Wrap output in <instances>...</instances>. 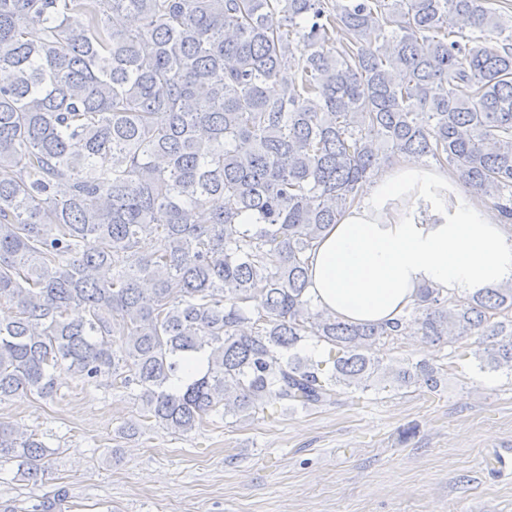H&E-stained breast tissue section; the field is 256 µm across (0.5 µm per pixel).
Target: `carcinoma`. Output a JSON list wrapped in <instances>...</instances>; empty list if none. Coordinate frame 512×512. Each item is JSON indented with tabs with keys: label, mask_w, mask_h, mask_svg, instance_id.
Masks as SVG:
<instances>
[{
	"label": "carcinoma",
	"mask_w": 512,
	"mask_h": 512,
	"mask_svg": "<svg viewBox=\"0 0 512 512\" xmlns=\"http://www.w3.org/2000/svg\"><path fill=\"white\" fill-rule=\"evenodd\" d=\"M488 3L0 0V402L106 377L140 407L119 433L183 435L385 379L436 390L442 365H382L403 336H476L478 368L512 374V282L426 286L380 324L307 294L315 243L395 156L512 223V25ZM311 340L328 360L299 354ZM51 454L0 421L23 478Z\"/></svg>",
	"instance_id": "1"
}]
</instances>
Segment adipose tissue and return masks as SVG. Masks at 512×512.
Here are the masks:
<instances>
[{
    "label": "adipose tissue",
    "mask_w": 512,
    "mask_h": 512,
    "mask_svg": "<svg viewBox=\"0 0 512 512\" xmlns=\"http://www.w3.org/2000/svg\"><path fill=\"white\" fill-rule=\"evenodd\" d=\"M308 275L321 308L349 323H381L425 286L467 296L512 281V226L447 169L403 159L326 228Z\"/></svg>",
    "instance_id": "obj_1"
}]
</instances>
